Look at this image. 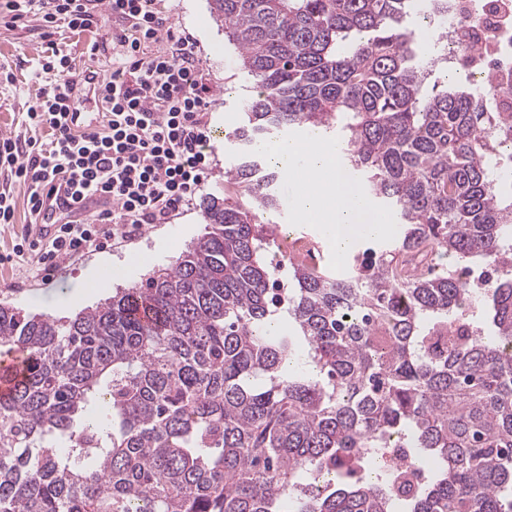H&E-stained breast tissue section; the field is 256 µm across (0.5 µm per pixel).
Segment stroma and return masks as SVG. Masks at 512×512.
Segmentation results:
<instances>
[{"mask_svg": "<svg viewBox=\"0 0 512 512\" xmlns=\"http://www.w3.org/2000/svg\"><path fill=\"white\" fill-rule=\"evenodd\" d=\"M153 6L196 38L211 88L205 119L214 136L209 144V171L198 201L180 210L170 223L145 226L133 241L90 253L49 271L32 258L0 265V304L30 314L72 316L112 297L117 289L139 284L152 271L174 264L204 232L203 198L216 194L250 204L249 195L224 175L225 168L238 159L235 147L225 144L224 134L239 126L244 106L254 95V81L240 68L222 24L210 12L209 0H153ZM47 43L39 30L12 23L6 0H0V121L25 138L46 137L44 131L29 126L27 112L44 85L40 63ZM145 254L150 257L148 266L135 269L107 287L99 288L86 280L99 262L107 260L111 265L122 266L132 257Z\"/></svg>", "mask_w": 512, "mask_h": 512, "instance_id": "stroma-1", "label": "stroma"}]
</instances>
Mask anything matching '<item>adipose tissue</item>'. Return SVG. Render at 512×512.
<instances>
[{"instance_id": "ef3b65f1", "label": "adipose tissue", "mask_w": 512, "mask_h": 512, "mask_svg": "<svg viewBox=\"0 0 512 512\" xmlns=\"http://www.w3.org/2000/svg\"><path fill=\"white\" fill-rule=\"evenodd\" d=\"M264 150L279 169L299 180L294 199L298 219L316 220L327 242L348 257L362 239L386 232L376 212L339 164V153L321 136L302 142L273 141Z\"/></svg>"}]
</instances>
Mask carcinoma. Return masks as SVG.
I'll use <instances>...</instances> for the list:
<instances>
[{"label": "carcinoma", "instance_id": "obj_1", "mask_svg": "<svg viewBox=\"0 0 512 512\" xmlns=\"http://www.w3.org/2000/svg\"><path fill=\"white\" fill-rule=\"evenodd\" d=\"M210 2L255 82L226 135L254 206L206 197L173 267L71 318L0 304V356L24 361L0 512H512V191L487 80L448 79L410 0ZM297 130L336 139L401 226L342 277L294 267L284 295L262 145ZM402 447L400 473L374 452Z\"/></svg>", "mask_w": 512, "mask_h": 512}]
</instances>
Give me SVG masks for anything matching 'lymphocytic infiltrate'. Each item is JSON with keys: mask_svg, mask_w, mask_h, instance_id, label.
Masks as SVG:
<instances>
[{"mask_svg": "<svg viewBox=\"0 0 512 512\" xmlns=\"http://www.w3.org/2000/svg\"><path fill=\"white\" fill-rule=\"evenodd\" d=\"M151 4L10 0L14 21L34 23L47 40L59 24L82 32L106 14L131 24L112 54V77L100 84L111 105L105 124L80 128L66 123L62 90L76 70L70 57L55 51L42 65L51 81L27 114L32 126L47 129L49 141L0 139V169L26 186L29 207H36L40 192L57 180L77 193L112 200L111 207L60 225L49 238L33 241L21 235L12 248L15 256L28 253L54 267L107 247L114 231H121L123 239L135 238L145 225L168 223L203 186L212 134L204 120L210 88L198 43ZM160 41L166 50L150 53V45Z\"/></svg>", "mask_w": 512, "mask_h": 512, "instance_id": "f902f5d3", "label": "lymphocytic infiltrate"}]
</instances>
